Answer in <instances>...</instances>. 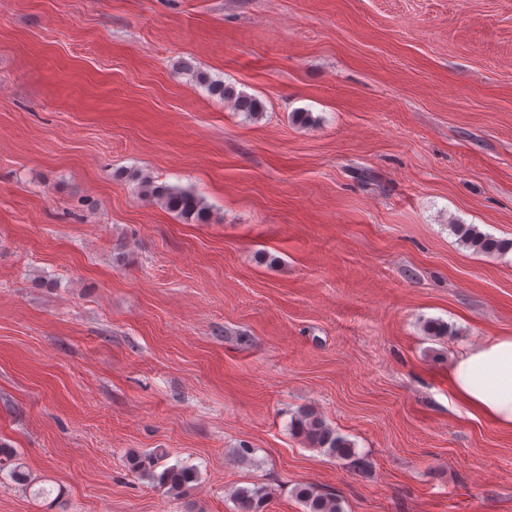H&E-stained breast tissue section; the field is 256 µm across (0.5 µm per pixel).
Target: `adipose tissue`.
<instances>
[{"mask_svg": "<svg viewBox=\"0 0 512 512\" xmlns=\"http://www.w3.org/2000/svg\"><path fill=\"white\" fill-rule=\"evenodd\" d=\"M448 384L468 409L512 430V336L464 348L450 368Z\"/></svg>", "mask_w": 512, "mask_h": 512, "instance_id": "ef3b65f1", "label": "adipose tissue"}]
</instances>
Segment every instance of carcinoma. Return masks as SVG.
<instances>
[{
    "instance_id": "cac0c4a2",
    "label": "carcinoma",
    "mask_w": 512,
    "mask_h": 512,
    "mask_svg": "<svg viewBox=\"0 0 512 512\" xmlns=\"http://www.w3.org/2000/svg\"><path fill=\"white\" fill-rule=\"evenodd\" d=\"M195 78L211 95L223 99L237 112L257 119L265 111L264 103L256 96L239 92L233 86L214 80L202 72L197 73ZM131 179L137 182L139 192L144 198L161 203L187 221H207L209 207L196 193L165 183L158 184L151 177L135 172L131 174ZM451 229L464 246L477 253L505 254L512 251V240L494 238L480 231L474 224H453ZM423 330L427 336L438 341L452 335L448 324L440 320L426 321ZM290 429L309 447L317 448L351 467L367 469L368 463L356 452L354 444L339 434L317 411L311 408L298 410L291 419ZM163 459L164 454L156 451L136 456L131 459V470L138 478L155 481L167 487L171 493L187 494L192 489V483L196 482L195 468L179 464L163 468ZM4 470L15 480L28 481L14 449L0 446V472ZM294 494L304 505V512H344L342 501L335 493L315 484H300L295 487ZM269 496V489L258 484L239 487L232 494L237 512H265Z\"/></svg>"
}]
</instances>
